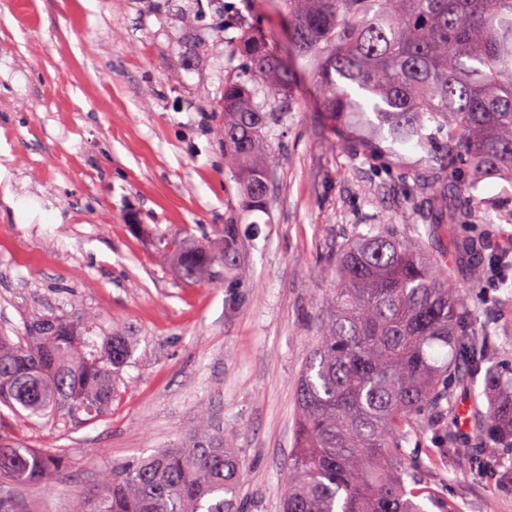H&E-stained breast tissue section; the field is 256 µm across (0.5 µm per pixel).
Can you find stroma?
<instances>
[{
  "label": "stroma",
  "instance_id": "1",
  "mask_svg": "<svg viewBox=\"0 0 512 512\" xmlns=\"http://www.w3.org/2000/svg\"><path fill=\"white\" fill-rule=\"evenodd\" d=\"M246 29L291 59L278 0H0V334L63 312L133 345L103 416L14 422L68 465L15 489L13 512H69L104 471L192 431L203 406L245 464L243 512H281L336 249L413 214L390 164H351L323 134L297 65L294 105L269 135L270 206L242 210L216 107L225 78L245 75ZM471 192L486 223L449 225L431 249L483 234L512 250V183L489 176ZM231 216L249 279L188 283L160 260V239L211 241ZM435 445L416 428L405 443L425 512H512V491L448 471Z\"/></svg>",
  "mask_w": 512,
  "mask_h": 512
}]
</instances>
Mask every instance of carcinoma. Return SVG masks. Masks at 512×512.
Listing matches in <instances>:
<instances>
[{
  "label": "carcinoma",
  "instance_id": "1",
  "mask_svg": "<svg viewBox=\"0 0 512 512\" xmlns=\"http://www.w3.org/2000/svg\"><path fill=\"white\" fill-rule=\"evenodd\" d=\"M296 61L318 87L317 116L355 161L426 159L407 186L422 225L371 228L336 254V288L321 341L296 395L295 443L283 512H424L405 428L429 417L441 447L430 453L456 470L512 485V377L487 366L493 307L469 303L446 256L426 239L445 224L483 220L469 185L512 182V0H280ZM249 68L224 82L218 128L224 167L239 182L241 207L264 211L276 156L265 139L284 113L290 72L264 39L239 37ZM240 228L224 224L218 247L187 238L166 249L184 280L206 282L215 264L242 280ZM473 281L512 261L490 241L463 243ZM89 322L45 315L15 342L0 336V404L14 416L91 421L112 404L131 356L123 336H89ZM483 377V391L475 389ZM480 439L462 448L457 391ZM66 458L0 433V482H43ZM241 469L233 444L206 411L174 448L102 474L101 489L70 512H241Z\"/></svg>",
  "mask_w": 512,
  "mask_h": 512
}]
</instances>
